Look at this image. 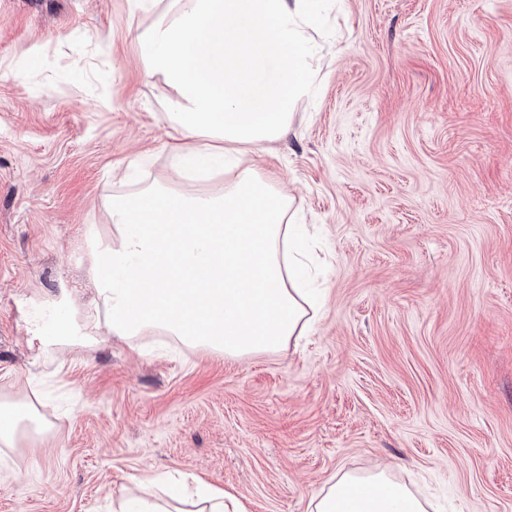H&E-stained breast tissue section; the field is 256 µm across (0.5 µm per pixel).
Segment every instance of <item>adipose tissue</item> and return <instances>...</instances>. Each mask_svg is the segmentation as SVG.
Here are the masks:
<instances>
[{"label": "adipose tissue", "mask_w": 512, "mask_h": 512, "mask_svg": "<svg viewBox=\"0 0 512 512\" xmlns=\"http://www.w3.org/2000/svg\"><path fill=\"white\" fill-rule=\"evenodd\" d=\"M321 0H169L139 36L142 79L163 76L177 96L170 112L174 158L187 169H224L217 191L156 182L113 201L112 236L96 243L88 275L103 326L68 311L36 327L37 357L92 348L114 336L158 331L230 357L275 350L306 335L317 311L305 281L302 225L275 178L243 165L289 131L313 92L321 51L309 36ZM34 410L0 400V445L46 431ZM314 512H426L380 469L345 473L312 499ZM115 512H244L220 487L187 474L137 477Z\"/></svg>", "instance_id": "ef3b65f1"}]
</instances>
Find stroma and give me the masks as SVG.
Masks as SVG:
<instances>
[{
	"instance_id": "obj_1",
	"label": "stroma",
	"mask_w": 512,
	"mask_h": 512,
	"mask_svg": "<svg viewBox=\"0 0 512 512\" xmlns=\"http://www.w3.org/2000/svg\"><path fill=\"white\" fill-rule=\"evenodd\" d=\"M316 89L276 176L321 242L313 332L227 357L153 333L36 358L86 306L114 197L182 171L132 0H0V398L48 433L0 446V512H112L182 471L246 512H308L388 467L428 512H512V0H324Z\"/></svg>"
}]
</instances>
